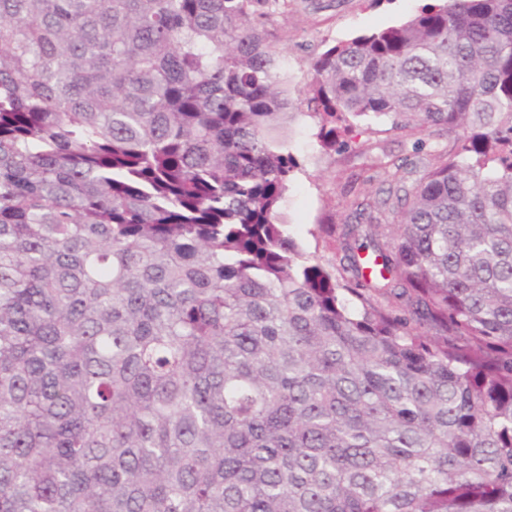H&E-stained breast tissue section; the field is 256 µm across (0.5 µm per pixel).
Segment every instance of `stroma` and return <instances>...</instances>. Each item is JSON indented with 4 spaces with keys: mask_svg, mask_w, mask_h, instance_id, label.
Instances as JSON below:
<instances>
[{
    "mask_svg": "<svg viewBox=\"0 0 512 512\" xmlns=\"http://www.w3.org/2000/svg\"><path fill=\"white\" fill-rule=\"evenodd\" d=\"M439 0H269L262 5L259 29L276 53L280 76L296 116L286 133L287 147L298 162L280 210L290 236L323 261L336 259V243L313 237L319 224L343 223L351 193L381 195L378 171L398 164L405 185H413L429 155L446 151L447 139L426 132L405 137L374 129L343 136L335 149H323L317 119L307 114L311 64L330 47L398 26L438 5Z\"/></svg>",
    "mask_w": 512,
    "mask_h": 512,
    "instance_id": "obj_1",
    "label": "stroma"
}]
</instances>
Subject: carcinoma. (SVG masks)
Masks as SVG:
<instances>
[{"mask_svg":"<svg viewBox=\"0 0 512 512\" xmlns=\"http://www.w3.org/2000/svg\"><path fill=\"white\" fill-rule=\"evenodd\" d=\"M259 3L0 0V512H512V0L311 64L455 145L332 264Z\"/></svg>","mask_w":512,"mask_h":512,"instance_id":"carcinoma-1","label":"carcinoma"}]
</instances>
